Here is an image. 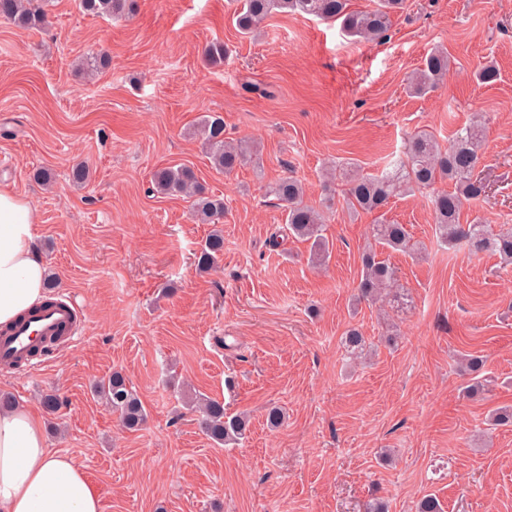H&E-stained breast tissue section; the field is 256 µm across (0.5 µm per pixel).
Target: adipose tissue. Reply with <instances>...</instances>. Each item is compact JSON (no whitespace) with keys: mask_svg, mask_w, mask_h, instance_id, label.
Instances as JSON below:
<instances>
[{"mask_svg":"<svg viewBox=\"0 0 512 512\" xmlns=\"http://www.w3.org/2000/svg\"><path fill=\"white\" fill-rule=\"evenodd\" d=\"M31 202L0 188V328L39 306L45 267ZM0 512H101L100 494L70 456L51 451L29 409L0 411Z\"/></svg>","mask_w":512,"mask_h":512,"instance_id":"adipose-tissue-1","label":"adipose tissue"}]
</instances>
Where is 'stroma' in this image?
Wrapping results in <instances>:
<instances>
[{
    "label": "stroma",
    "instance_id": "obj_1",
    "mask_svg": "<svg viewBox=\"0 0 512 512\" xmlns=\"http://www.w3.org/2000/svg\"><path fill=\"white\" fill-rule=\"evenodd\" d=\"M237 0H137L130 18L83 14L77 0H46L48 23L0 18V183L38 213L37 248L56 295L83 320L72 343L21 374L0 369V392L39 410L41 393L68 403L44 414L48 446L71 456L98 487L102 512H512V426L488 429L512 406V267L441 245L426 194L391 199L417 254L378 248L402 298L353 301L374 214L327 212V266L308 243L270 238L284 213L268 189L293 175L320 206L342 184L326 167L378 173L417 131L447 145L478 112L491 122L478 172L483 201L461 223L512 226V0H407L387 40L347 37L339 24L274 14L242 35ZM230 51L220 64L205 50ZM437 46L451 71L411 97L404 80ZM107 54L95 75L86 57ZM494 63V84L475 72ZM225 135L253 141L258 165L216 171L194 131L208 115ZM86 162L91 177L73 181ZM192 168L224 200V256L194 262L212 227L188 200L151 190L158 169ZM54 170L44 187L35 170ZM358 328L374 350L350 358L341 338ZM397 333L396 346L385 339ZM482 356L490 378L468 396L463 358ZM119 370L148 418L122 429L91 392ZM251 417L246 438L214 445L186 395ZM279 406L285 421L268 427Z\"/></svg>",
    "mask_w": 512,
    "mask_h": 512
}]
</instances>
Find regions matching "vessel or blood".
<instances>
[{
  "mask_svg": "<svg viewBox=\"0 0 512 512\" xmlns=\"http://www.w3.org/2000/svg\"><path fill=\"white\" fill-rule=\"evenodd\" d=\"M76 319L77 307L73 302L42 307L0 336V365L8 367L17 361L30 364L40 350L54 354L71 342Z\"/></svg>",
  "mask_w": 512,
  "mask_h": 512,
  "instance_id": "vessel-or-blood-1",
  "label": "vessel or blood"
}]
</instances>
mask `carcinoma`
I'll return each mask as SVG.
<instances>
[{
    "instance_id": "cac0c4a2",
    "label": "carcinoma",
    "mask_w": 512,
    "mask_h": 512,
    "mask_svg": "<svg viewBox=\"0 0 512 512\" xmlns=\"http://www.w3.org/2000/svg\"><path fill=\"white\" fill-rule=\"evenodd\" d=\"M405 0H376L367 11L349 8V0H240L235 23L243 35L250 34L274 12L303 14L337 22L350 37L379 43L387 37L392 15L404 8ZM81 10L92 16L123 17L133 14L136 0H79ZM0 18L27 28L46 24L47 13L32 5V0H0ZM452 64L448 51L437 48L424 59L423 65L406 79V88L413 95H425L436 90L444 81ZM487 119L480 115L458 129L448 147L443 148L429 133L420 131L406 142L402 156L391 169L376 176L365 175L352 164L338 165L329 171L330 179L345 183L344 200L353 216L362 212L378 213L370 226L371 237L382 246L400 251H413L411 234L404 224L387 218L390 200L422 190H432L430 205L437 240L450 249H465L477 256L491 253L504 266L512 265V227L494 233L488 224H462L461 211L469 202L485 197V186L476 175L481 160L480 150L486 137ZM211 165L229 175L255 159L252 147L244 141H231L224 136V118L208 116L196 130ZM446 182L449 190L434 186ZM152 190L163 195L182 196L191 202L194 218L203 224H219L224 218V200L208 196L194 171L187 166L166 167L153 175ZM270 194L283 207L288 234L311 243L309 261L321 267L328 261L330 242L324 235V213L304 201L301 182L293 177L280 179ZM224 255V235L218 228L207 237L196 255L197 267L208 270ZM395 270L377 259L373 251L362 256V273L356 287L358 301H377L390 295L396 285ZM346 351L360 358L369 350L362 333L352 328L343 337ZM485 361L476 355L467 359L465 374L467 389L484 386ZM117 416L120 426L139 430L147 420L146 409L124 374L114 371L94 386ZM198 413L201 431L217 444L236 442L245 437L249 419L245 414L226 416L224 403L201 397L191 406Z\"/></svg>"
}]
</instances>
